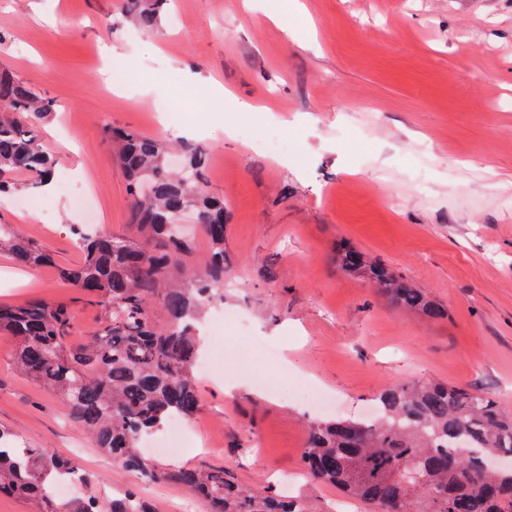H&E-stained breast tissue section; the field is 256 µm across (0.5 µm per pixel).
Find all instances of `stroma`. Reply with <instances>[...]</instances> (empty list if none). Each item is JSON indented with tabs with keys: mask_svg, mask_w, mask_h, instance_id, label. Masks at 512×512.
<instances>
[{
	"mask_svg": "<svg viewBox=\"0 0 512 512\" xmlns=\"http://www.w3.org/2000/svg\"><path fill=\"white\" fill-rule=\"evenodd\" d=\"M0 64L53 100L39 139L57 175L54 195L18 188L0 205V224L53 258L20 266L1 251L0 303L67 304L74 342L95 333L100 309L58 276L82 259L73 191L98 229L127 231V180L105 128L180 143L158 119L169 99L206 149L229 268L223 303L206 313L202 410L161 466L220 467L247 490L284 477L305 512H337L341 493L300 466L311 421L360 416L414 381L476 388L512 411V0H170L154 32L121 0H0ZM116 71L136 94L113 85ZM275 134L296 150L255 148ZM19 199L32 213L13 208ZM342 239L447 317L404 312L341 272ZM228 313L248 338L222 332ZM14 350L0 335L1 428L71 458L102 497L132 487L154 512H206L102 454L61 396L15 370ZM285 370L332 404L267 390Z\"/></svg>",
	"mask_w": 512,
	"mask_h": 512,
	"instance_id": "stroma-1",
	"label": "stroma"
}]
</instances>
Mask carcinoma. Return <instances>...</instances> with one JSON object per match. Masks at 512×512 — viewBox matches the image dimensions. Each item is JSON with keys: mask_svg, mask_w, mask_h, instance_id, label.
<instances>
[{"mask_svg": "<svg viewBox=\"0 0 512 512\" xmlns=\"http://www.w3.org/2000/svg\"><path fill=\"white\" fill-rule=\"evenodd\" d=\"M169 0H122L121 10L148 30L159 27ZM52 104L0 68V192L12 175L40 187L54 159L37 131ZM114 160L127 173L128 234L74 232L82 260L59 269L69 287L101 310L98 331L72 342L70 308L41 299L0 305V334L17 341L15 367L63 397L73 421L143 482H168L196 495L208 512H303L272 489L242 490L222 469L160 468L142 456L141 440L172 417L193 418L201 400L193 380L205 309L224 300V199L204 188L205 151L185 147L183 166L167 168L163 144L134 131L105 129ZM193 207L210 243L202 267L186 264L180 217ZM23 265H48L37 242L0 224V248ZM341 268L381 290L398 308L429 318L442 309L408 279L342 243ZM379 415L318 420L309 425L299 459L315 480L372 507V512H512V468L482 462L512 457V413L489 394L432 382L397 384L377 396ZM95 479L67 460L0 429V496L34 499L39 512H153L134 492L94 494L67 504L51 488L63 479Z\"/></svg>", "mask_w": 512, "mask_h": 512, "instance_id": "cac0c4a2", "label": "carcinoma"}]
</instances>
